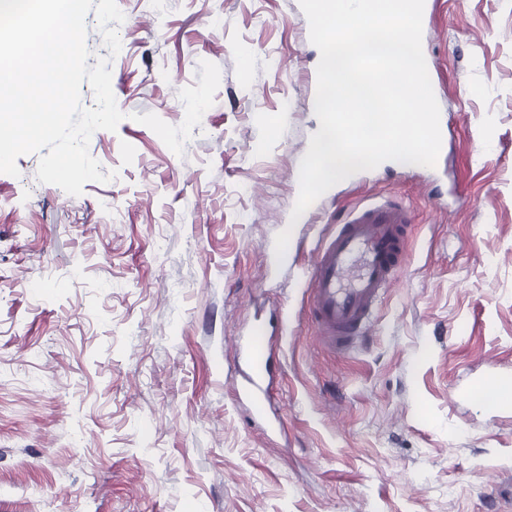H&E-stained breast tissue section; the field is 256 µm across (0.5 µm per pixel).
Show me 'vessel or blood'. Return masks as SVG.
<instances>
[{
    "label": "vessel or blood",
    "mask_w": 512,
    "mask_h": 512,
    "mask_svg": "<svg viewBox=\"0 0 512 512\" xmlns=\"http://www.w3.org/2000/svg\"><path fill=\"white\" fill-rule=\"evenodd\" d=\"M413 218L399 204H370L350 211L336 232L313 251L306 286L316 334L329 349L349 348L365 332L384 288L400 269ZM243 390L253 414L271 408L268 336L255 325L242 348Z\"/></svg>",
    "instance_id": "1"
}]
</instances>
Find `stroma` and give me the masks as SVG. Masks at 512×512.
Here are the masks:
<instances>
[{
    "label": "stroma",
    "instance_id": "stroma-1",
    "mask_svg": "<svg viewBox=\"0 0 512 512\" xmlns=\"http://www.w3.org/2000/svg\"><path fill=\"white\" fill-rule=\"evenodd\" d=\"M422 44L446 139L291 224L318 119L299 0H117L125 118L89 152L109 182L0 173V512H512V0H427ZM218 66L183 155L180 89ZM414 222L364 340L318 346L304 272L355 206ZM289 231L287 265L275 238ZM270 321V419L240 390L241 340Z\"/></svg>",
    "mask_w": 512,
    "mask_h": 512
}]
</instances>
